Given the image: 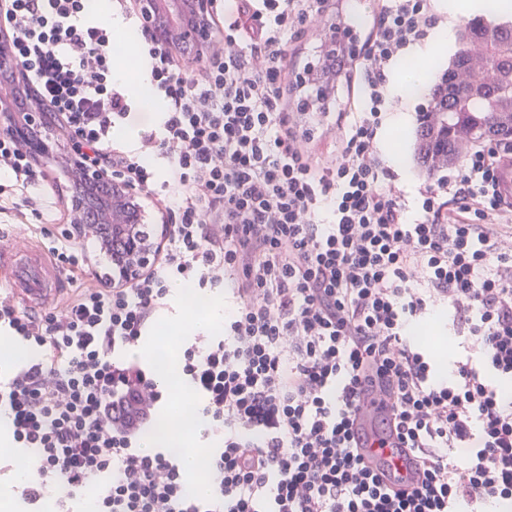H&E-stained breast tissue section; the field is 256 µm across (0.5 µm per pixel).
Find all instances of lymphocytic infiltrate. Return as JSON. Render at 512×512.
I'll list each match as a JSON object with an SVG mask.
<instances>
[{"label": "lymphocytic infiltrate", "mask_w": 512, "mask_h": 512, "mask_svg": "<svg viewBox=\"0 0 512 512\" xmlns=\"http://www.w3.org/2000/svg\"><path fill=\"white\" fill-rule=\"evenodd\" d=\"M324 3L235 0L212 17L196 72L141 36L162 106L143 139L161 171L114 139L135 104L112 78L111 24L90 20L87 0H0L33 104L162 201L169 226L158 262L122 287L61 229L49 250L77 287L63 311L36 319L0 300V331L39 349L0 374L12 444L37 451L22 493L33 510L48 487L64 504L104 478L95 512H512V199L499 186L512 146L484 141L408 198L378 149L386 84L438 17L432 0H377L359 48L336 46L330 72L351 95L322 162L316 115L292 100L313 68L296 71L288 50ZM0 171L35 206L38 164L5 133ZM182 281L230 302L222 333L185 344L175 366L200 399L193 416L222 436L206 499L189 494L176 449L141 448L171 394L125 358ZM439 314L453 328L444 368L414 333ZM371 404L418 477L388 484L365 463L355 423Z\"/></svg>", "instance_id": "f902f5d3"}]
</instances>
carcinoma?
I'll return each mask as SVG.
<instances>
[{
  "instance_id": "obj_1",
  "label": "carcinoma",
  "mask_w": 512,
  "mask_h": 512,
  "mask_svg": "<svg viewBox=\"0 0 512 512\" xmlns=\"http://www.w3.org/2000/svg\"><path fill=\"white\" fill-rule=\"evenodd\" d=\"M463 41L484 45L500 79L488 87L476 84L472 77L461 86L450 73L441 76L430 93L431 114L421 119L415 132L416 160L428 172L436 159L448 164L457 160L456 139L463 132L480 140L512 131V93H505L512 87V27L473 19L464 26Z\"/></svg>"
}]
</instances>
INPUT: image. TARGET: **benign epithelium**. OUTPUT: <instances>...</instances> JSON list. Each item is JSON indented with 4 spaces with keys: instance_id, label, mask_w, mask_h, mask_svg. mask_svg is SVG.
Masks as SVG:
<instances>
[{
    "instance_id": "obj_1",
    "label": "benign epithelium",
    "mask_w": 512,
    "mask_h": 512,
    "mask_svg": "<svg viewBox=\"0 0 512 512\" xmlns=\"http://www.w3.org/2000/svg\"><path fill=\"white\" fill-rule=\"evenodd\" d=\"M138 5L156 39L193 46L201 53L208 49L214 0H138ZM18 71L11 52L0 47V132L22 142L35 157L49 156L65 123L57 113L29 105L14 81ZM68 152L75 183L69 199L72 234L119 242L112 252L113 280L138 278L158 257L166 229L143 235L139 193L92 161L74 135L68 137Z\"/></svg>"
}]
</instances>
